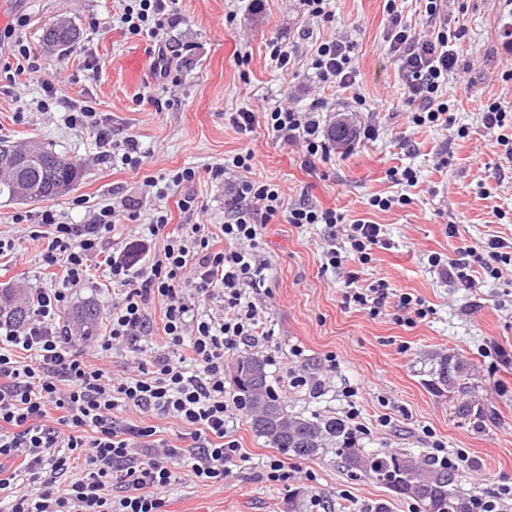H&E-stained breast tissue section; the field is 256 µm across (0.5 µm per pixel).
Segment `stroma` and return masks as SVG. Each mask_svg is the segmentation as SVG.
I'll return each mask as SVG.
<instances>
[{"instance_id": "stroma-1", "label": "stroma", "mask_w": 512, "mask_h": 512, "mask_svg": "<svg viewBox=\"0 0 512 512\" xmlns=\"http://www.w3.org/2000/svg\"><path fill=\"white\" fill-rule=\"evenodd\" d=\"M122 7L123 0H17L13 8V34L0 40V140L19 147L40 139L77 160L83 175L48 203L0 198V239L12 244L0 253V290L14 289L19 304L34 288L58 281V273L42 267L47 240L33 237L29 221L45 207L64 222L87 224L100 207L134 201L143 216L167 213L169 229L177 230L186 221L177 202L188 194L198 203L196 222L221 224L232 217L230 189L208 170L253 152L250 171L236 170V177L277 184L289 207L333 208L346 221L381 225L388 243L374 248L368 264L349 260L327 270L325 225L266 224L257 250L263 278L245 290L268 330L256 351L271 359V385L288 412L342 417L344 393L353 388L372 425L359 439L361 449L425 454L436 438L472 462L458 476L463 493L490 495L512 485V271L472 291L449 283L429 264L432 255L454 258L495 236L512 244V160L487 134L480 112L494 101L512 112V81L502 78L512 70V57L501 52L512 5L443 0L449 29L462 32L458 70L443 89L452 118L445 128L416 126L402 107L404 81L386 40V0H326L323 18L310 15L304 0H175L168 25L154 37L130 35L120 22ZM59 18L72 21L83 38L67 50L43 51L42 32ZM343 36L354 43V92L318 85L307 69L316 44ZM18 40L45 59L44 76H5ZM164 44L179 50L168 83L157 81L151 69L154 51ZM275 45L293 52L292 69L272 60ZM47 80L72 102L95 101L114 139H137L138 167L101 157L93 129L69 127L60 106L42 108ZM317 98L327 103L328 124L343 115L353 126L374 121L377 139L333 145L328 159L305 170L297 148L277 141L266 123L244 136L224 118L242 109L262 114L284 102L304 110ZM185 167L195 168L193 182L164 197L148 195L147 178ZM393 168L411 169L414 184L388 179ZM377 196L404 203L382 211L371 204ZM78 198L83 206H75ZM19 213L26 222H16ZM351 277L360 288L385 279L391 293L421 297L434 312L407 326L396 321L390 302L371 316L345 304ZM331 355L337 363L332 374L325 370ZM433 355L469 368L475 386L470 415H457V394L427 386ZM296 376L306 377L307 386L292 385ZM384 415L392 429L377 426ZM117 418L154 427L168 444L190 443L174 419L135 408L119 410ZM228 433L244 458L223 486L196 481L185 461H175L172 483L162 493L164 512H288V497L296 492L302 512H364L379 504L386 512H411V499L348 471L334 451L311 459L282 456L254 434L244 410H236ZM277 458L294 473L288 484L264 476L267 462Z\"/></svg>"}]
</instances>
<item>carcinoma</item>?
<instances>
[{
    "instance_id": "1",
    "label": "carcinoma",
    "mask_w": 512,
    "mask_h": 512,
    "mask_svg": "<svg viewBox=\"0 0 512 512\" xmlns=\"http://www.w3.org/2000/svg\"><path fill=\"white\" fill-rule=\"evenodd\" d=\"M80 38V29L70 22L59 30L43 32L42 44L47 50L54 46L67 49ZM37 147L40 153L27 158L23 148L0 146V197L22 203L54 199L80 180L82 169L77 162L45 144ZM67 320L77 323L85 335H94L100 326L96 303L85 301L74 307ZM267 366L268 360L259 354L241 356L233 365L232 382L237 401L251 412L254 433L269 445L286 455L313 458L332 444L348 469L412 499L417 512H475L474 497L460 492L455 470L432 457L407 450L362 452L340 419L322 421L288 413L271 389ZM428 375L438 393L448 388L451 378L457 381V391L469 392L463 366L450 356L431 359Z\"/></svg>"
}]
</instances>
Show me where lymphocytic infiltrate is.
<instances>
[{
  "instance_id": "1",
  "label": "lymphocytic infiltrate",
  "mask_w": 512,
  "mask_h": 512,
  "mask_svg": "<svg viewBox=\"0 0 512 512\" xmlns=\"http://www.w3.org/2000/svg\"><path fill=\"white\" fill-rule=\"evenodd\" d=\"M172 2L126 0L120 21L129 34L155 36ZM425 10L440 22L432 34L402 25L394 11L387 40L405 79L404 105L413 123L444 126L450 107L442 92L457 69L462 34L440 21V0H426ZM353 50L346 38L320 43L310 63L317 82L354 87ZM323 107L318 100L303 112L277 106L267 114L275 138L297 147L306 168L314 158L330 154ZM65 121L96 130L104 155L138 165V141L130 136L113 143L95 101L70 107ZM233 193V220L220 227L227 249L211 250L204 225L188 224L168 236L158 259L141 268L135 267L132 250L106 251L117 215L139 220L134 205L119 214L102 207L89 224L66 223L51 208L38 213V226L50 231L42 264L61 267L62 276L53 287L36 289L27 326L0 323V460L19 464L0 477V495L8 498L9 512H161L164 502L158 492L170 485L171 464L181 452L191 456V470L201 482H223L230 465L241 459L237 442L227 437L233 404L224 394V357L258 346L267 336L243 288L244 281L261 279L263 269L254 254L261 231L277 219L333 227L344 216L308 204L285 206L278 185L270 182L242 178ZM505 247L502 240L491 239L465 248L463 257L436 256L432 262L447 281L478 288L484 277H500L503 267L512 265ZM100 257L119 291L107 312L100 358L116 349L142 352L152 333L146 306L155 297L166 300L162 353L151 367H138L136 374L118 380L68 345V331L59 325L72 289L84 282ZM131 406L176 419L189 428L191 445L184 451L159 446L152 439L153 428L118 426L116 412ZM51 409L59 413L53 426L44 422ZM78 458L86 465L83 476L66 480Z\"/></svg>"
}]
</instances>
